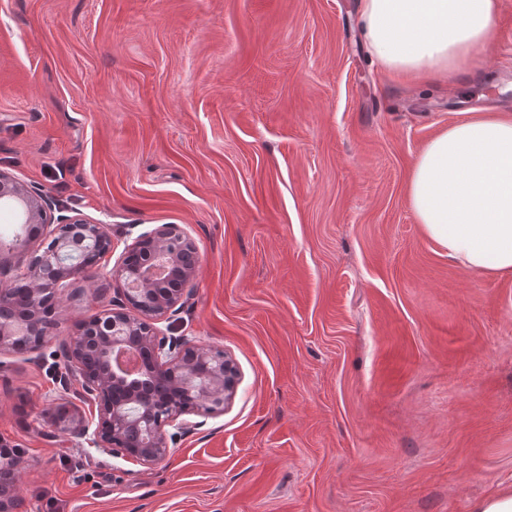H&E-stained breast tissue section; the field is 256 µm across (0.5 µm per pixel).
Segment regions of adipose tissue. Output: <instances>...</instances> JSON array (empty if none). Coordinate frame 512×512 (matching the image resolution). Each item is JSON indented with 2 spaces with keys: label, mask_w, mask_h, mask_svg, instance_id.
Wrapping results in <instances>:
<instances>
[{
  "label": "adipose tissue",
  "mask_w": 512,
  "mask_h": 512,
  "mask_svg": "<svg viewBox=\"0 0 512 512\" xmlns=\"http://www.w3.org/2000/svg\"><path fill=\"white\" fill-rule=\"evenodd\" d=\"M499 0H360L363 36L381 66L416 78L469 70ZM428 238L465 269L512 275V113L478 112L433 137L409 176Z\"/></svg>",
  "instance_id": "adipose-tissue-1"
}]
</instances>
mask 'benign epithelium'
Returning a JSON list of instances; mask_svg holds the SVG:
<instances>
[{"mask_svg": "<svg viewBox=\"0 0 512 512\" xmlns=\"http://www.w3.org/2000/svg\"><path fill=\"white\" fill-rule=\"evenodd\" d=\"M16 213L22 228L44 224L49 200L28 190L0 171V207ZM50 249L34 257L24 273L30 283L31 311L39 314L44 299L54 303L61 291L84 276L89 264L82 254L104 255L111 239L98 224L77 219L53 229ZM149 243L146 260L131 266L128 252L115 270L123 281L127 305L138 314L120 309L83 323L69 337L63 350L69 372L81 381L83 392L98 405L94 431L82 427V436L92 434L90 444L109 448L141 464L163 459L168 451L164 422H177L181 415H209L230 400L235 387L233 362L222 353H212L188 342L175 341L158 330L153 320L180 304L185 285L194 279L198 257L192 243L173 224L143 234L134 249ZM22 328L0 310V352L17 349ZM137 346L149 359L147 374L128 382L107 361L123 365L125 344ZM190 422H177L189 429ZM21 452L0 456V512H10L16 489Z\"/></svg>", "mask_w": 512, "mask_h": 512, "instance_id": "1", "label": "benign epithelium"}]
</instances>
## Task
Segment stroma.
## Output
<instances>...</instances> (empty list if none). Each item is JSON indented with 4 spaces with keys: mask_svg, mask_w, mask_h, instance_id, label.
<instances>
[{
    "mask_svg": "<svg viewBox=\"0 0 512 512\" xmlns=\"http://www.w3.org/2000/svg\"><path fill=\"white\" fill-rule=\"evenodd\" d=\"M358 4L0 0V171L112 239L39 349L0 353L14 512H471L512 480V275L448 259L407 197L448 123L512 113V0L449 81L382 71ZM163 224L198 268L156 326L237 381L144 465L52 416L96 427L62 345Z\"/></svg>",
    "mask_w": 512,
    "mask_h": 512,
    "instance_id": "35a3bbf8",
    "label": "stroma"
}]
</instances>
